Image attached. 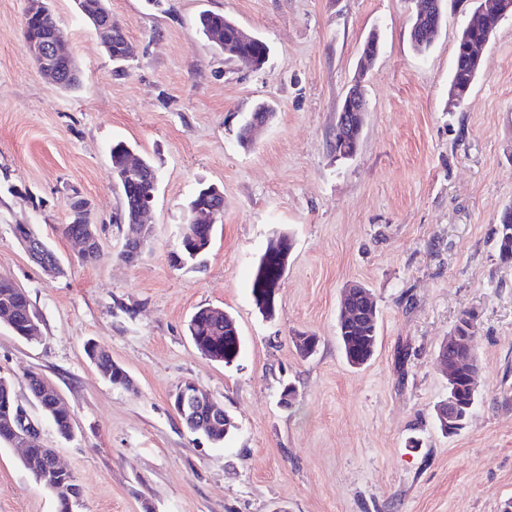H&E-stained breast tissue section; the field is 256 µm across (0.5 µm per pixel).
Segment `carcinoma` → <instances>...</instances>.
Segmentation results:
<instances>
[{
	"label": "carcinoma",
	"instance_id": "obj_1",
	"mask_svg": "<svg viewBox=\"0 0 512 512\" xmlns=\"http://www.w3.org/2000/svg\"><path fill=\"white\" fill-rule=\"evenodd\" d=\"M434 5L433 19L427 23L418 19L416 15L410 16V41L412 48L419 54L426 53L437 36L443 20L448 11V0H432ZM77 11L85 18L99 17L102 15L104 0H74ZM494 20L481 12L480 0H473L472 6L466 11L461 32L472 39L487 37L491 31ZM57 25L54 14H49L31 24L24 22L23 35L33 38L39 31L45 28L51 29ZM198 29L203 36H208L211 31L224 33V45L234 53V58L246 65L258 69L262 67L270 54V46L266 40L259 36L250 39L242 37L239 25L222 13L203 11L198 17ZM480 69L476 67L466 53H455L452 71L449 77V92H457L460 96H467L472 85L477 80ZM129 144L118 140L112 143L110 159L112 169L120 170L124 164V157ZM122 194V209L116 217L118 224H131L138 219L141 209L140 190H134L124 186L123 181H117ZM213 185L201 184L195 190L188 202L189 211H195L204 205H208L214 199ZM79 232L92 240L89 251L82 256L85 261L92 260L99 249V229L96 224H65L62 233L69 235ZM494 240L501 260L512 261V205L504 207L496 223ZM179 247L184 258L185 265L194 266L206 253V240L202 233L194 230L192 234H184L179 242ZM282 281L278 263L270 258L260 257L253 283L252 296L259 313L271 318L276 313V293ZM13 312L16 319V330H25L26 314L32 312L26 293L18 288L14 281L0 275V311ZM477 315L468 310L460 315L453 335L467 338V342L458 343L449 347L448 342L440 345L438 355L448 358L450 362H466L474 349L472 346L474 323ZM191 339L208 346L211 357L229 367L237 362L243 342L238 326L229 329L224 328V320L217 319L209 314V310L201 308L191 317L188 324ZM339 342L348 364L352 367L366 365L374 356L378 344V322L373 314H368V319L362 323L351 324L346 330L338 334ZM85 353L89 360L96 366L100 375L110 384L116 387L128 388L132 381L128 372L116 361L102 346L90 342L85 347ZM28 391L32 396L40 397L38 406L43 414L53 423L57 433L65 438L72 429V413L63 403L55 401V398L42 394L40 389L41 379L38 373L29 372ZM448 392L452 393L461 405L457 424H448L437 421L440 430L445 434H454L462 429L468 416L472 412L478 396L471 382L462 376L448 381ZM24 407L16 398L15 388L12 384L0 383V444L7 445L12 436L16 435L22 427L20 412ZM48 449L38 445L32 447L30 453L21 459L23 467L34 477L36 482L44 489L51 492L57 498L58 512H72V507L82 496V487L74 476H62L54 473L46 458Z\"/></svg>",
	"mask_w": 512,
	"mask_h": 512
}]
</instances>
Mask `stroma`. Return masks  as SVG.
Instances as JSON below:
<instances>
[{
  "mask_svg": "<svg viewBox=\"0 0 512 512\" xmlns=\"http://www.w3.org/2000/svg\"><path fill=\"white\" fill-rule=\"evenodd\" d=\"M26 5L0 0V275L27 294L42 336L28 343L0 322V377L81 485L74 512H502L512 500V262L499 259L493 230L512 204V19L457 106V10L419 54L410 0H109L135 51L119 65L73 0H51L80 68L69 90L27 54ZM204 10L265 39L268 62L254 70L212 47L196 27ZM372 35L380 49L363 74ZM358 75L366 122L356 155L341 159L336 116ZM259 102L275 116L241 147L237 126ZM116 139L158 169L152 234L132 263L119 257ZM202 181L222 189L224 215L202 264L178 269L169 254ZM74 193L104 227L89 263L62 233ZM19 224L54 249L61 273L29 258ZM283 232L295 245L266 319L252 278ZM351 283L379 311L378 345L360 368L337 338ZM208 306L239 327L233 366L202 355L188 334ZM467 310L477 314L479 398L448 436L434 419L448 396L436 356ZM302 331L319 338L307 358L293 344ZM89 342L132 388L102 378ZM30 371L71 409L72 439L33 402ZM187 380L234 417L222 444L175 413L171 395ZM0 512H55L13 446L0 447Z\"/></svg>",
  "mask_w": 512,
  "mask_h": 512,
  "instance_id": "obj_1",
  "label": "stroma"
}]
</instances>
